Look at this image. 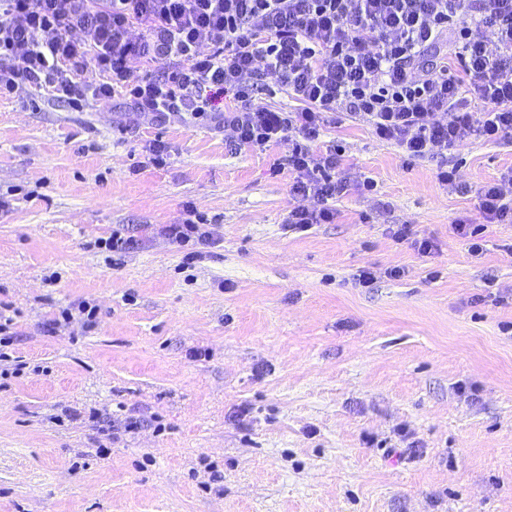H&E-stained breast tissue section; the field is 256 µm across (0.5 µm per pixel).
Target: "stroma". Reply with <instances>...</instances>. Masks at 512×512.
Here are the masks:
<instances>
[{"label": "stroma", "instance_id": "35a3bbf8", "mask_svg": "<svg viewBox=\"0 0 512 512\" xmlns=\"http://www.w3.org/2000/svg\"><path fill=\"white\" fill-rule=\"evenodd\" d=\"M325 137L350 184L295 233L287 145L235 152L118 98L0 99V512H512V224L478 258L452 230L512 137L450 151L457 191L362 120ZM188 205L218 243L186 267L161 230ZM116 229L135 246L102 252ZM81 304L94 326L61 319Z\"/></svg>", "mask_w": 512, "mask_h": 512}]
</instances>
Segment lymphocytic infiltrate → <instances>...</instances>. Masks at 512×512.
I'll return each instance as SVG.
<instances>
[{
    "mask_svg": "<svg viewBox=\"0 0 512 512\" xmlns=\"http://www.w3.org/2000/svg\"><path fill=\"white\" fill-rule=\"evenodd\" d=\"M159 58L162 75L134 68ZM268 73L298 109L254 103ZM22 88L78 109L120 95L153 122L208 120L238 150L287 145L303 200L287 228L305 232L334 223L346 187L341 145L311 154L336 115L411 161L512 136V0H0V98ZM471 97L482 111H467ZM477 198L482 223L453 226L475 257L486 225L512 224V168ZM165 233L191 260L216 243L192 210Z\"/></svg>",
    "mask_w": 512,
    "mask_h": 512,
    "instance_id": "obj_1",
    "label": "lymphocytic infiltrate"
}]
</instances>
